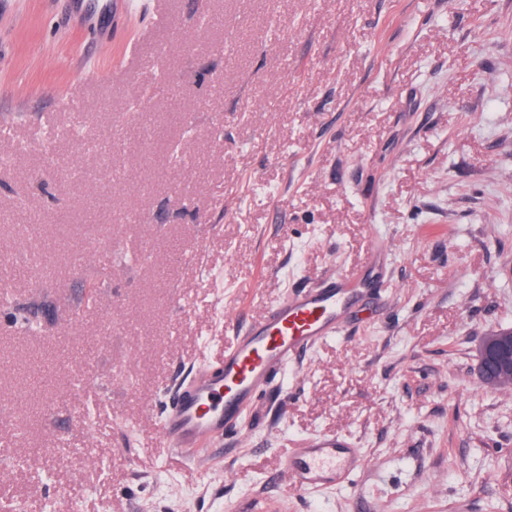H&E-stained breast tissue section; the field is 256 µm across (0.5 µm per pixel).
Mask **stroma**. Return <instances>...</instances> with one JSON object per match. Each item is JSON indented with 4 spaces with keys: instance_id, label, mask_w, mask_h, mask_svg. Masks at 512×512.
<instances>
[{
    "instance_id": "stroma-1",
    "label": "stroma",
    "mask_w": 512,
    "mask_h": 512,
    "mask_svg": "<svg viewBox=\"0 0 512 512\" xmlns=\"http://www.w3.org/2000/svg\"><path fill=\"white\" fill-rule=\"evenodd\" d=\"M67 4L0 5V504L512 512V393L476 373L512 328V0H133L98 44ZM345 271L366 301L237 438L161 447L179 384ZM318 436L359 448L351 486L291 488Z\"/></svg>"
}]
</instances>
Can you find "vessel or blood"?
Instances as JSON below:
<instances>
[{
  "mask_svg": "<svg viewBox=\"0 0 512 512\" xmlns=\"http://www.w3.org/2000/svg\"><path fill=\"white\" fill-rule=\"evenodd\" d=\"M368 284L340 273L268 307L224 349L217 366L199 367L175 392L159 429L162 445L184 457L205 452L235 434L242 412L301 351L340 335ZM283 459L295 490L347 483L362 462L339 436L287 448Z\"/></svg>",
  "mask_w": 512,
  "mask_h": 512,
  "instance_id": "1",
  "label": "vessel or blood"
}]
</instances>
